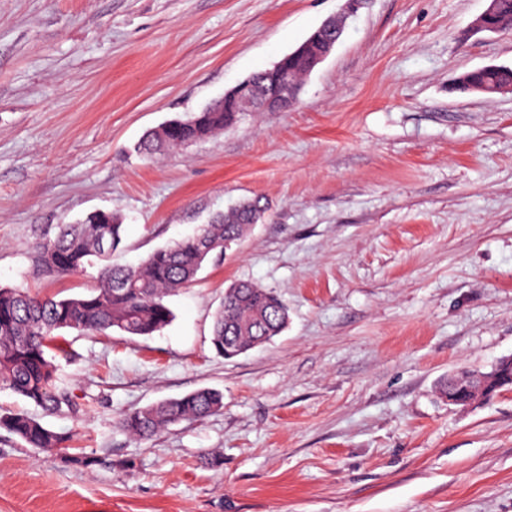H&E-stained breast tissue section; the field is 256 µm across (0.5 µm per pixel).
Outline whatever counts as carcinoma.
Returning a JSON list of instances; mask_svg holds the SVG:
<instances>
[{
	"mask_svg": "<svg viewBox=\"0 0 512 512\" xmlns=\"http://www.w3.org/2000/svg\"><path fill=\"white\" fill-rule=\"evenodd\" d=\"M490 24L512 31V0H498ZM319 47L288 60V78L298 85L311 72ZM463 92L492 95L512 88V66L474 69L459 77ZM237 104L224 101L222 112H200L188 120L162 126L140 139L133 152L153 160L165 151L203 139L236 124ZM258 199L240 202L196 233L152 252L136 266H115L112 253L122 242V221L110 212L89 214L78 224L58 227L57 233L36 246L43 271L62 277L96 269L86 294L40 296L20 288L0 287V389H9L50 414L73 411L76 403L56 390V358L67 355L64 333L117 331L145 337L173 320L166 298L197 280L203 265L241 241L264 218ZM288 307L279 296L250 281H237L224 291V304L215 316L212 345L226 359L234 358L280 335L288 325ZM224 408L222 392L201 388L124 414L119 428L143 440L160 430L190 419H203ZM0 426L27 445L51 451L69 440L24 411L0 414Z\"/></svg>",
	"mask_w": 512,
	"mask_h": 512,
	"instance_id": "cac0c4a2",
	"label": "carcinoma"
}]
</instances>
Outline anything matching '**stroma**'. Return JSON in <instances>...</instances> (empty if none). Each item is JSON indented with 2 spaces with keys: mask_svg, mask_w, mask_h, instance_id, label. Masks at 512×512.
<instances>
[{
  "mask_svg": "<svg viewBox=\"0 0 512 512\" xmlns=\"http://www.w3.org/2000/svg\"><path fill=\"white\" fill-rule=\"evenodd\" d=\"M345 0H0V287L60 297L59 225L119 216L136 264L244 199L262 223L135 340L69 332L43 451L0 428V512H512V388L448 404L449 376L512 355V92L458 78L512 65L473 32L486 0H364L288 112H249L158 161L146 132L271 68ZM249 280L287 329L215 354L224 290ZM200 388L222 412L139 441L123 413ZM219 464H212V457Z\"/></svg>",
  "mask_w": 512,
  "mask_h": 512,
  "instance_id": "stroma-1",
  "label": "stroma"
}]
</instances>
